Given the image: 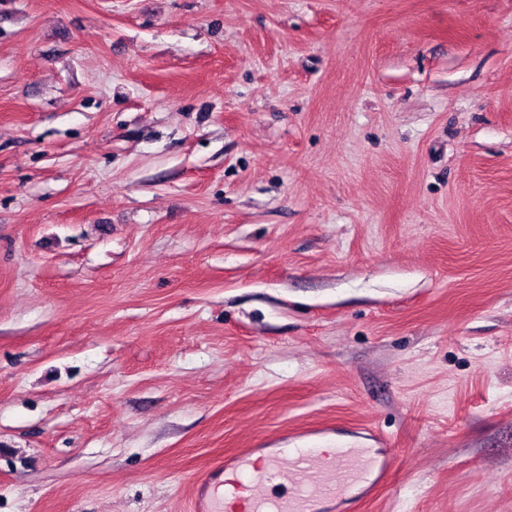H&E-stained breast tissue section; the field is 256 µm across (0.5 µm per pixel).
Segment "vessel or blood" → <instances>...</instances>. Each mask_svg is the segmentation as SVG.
I'll list each match as a JSON object with an SVG mask.
<instances>
[{
    "instance_id": "b4317fda",
    "label": "vessel or blood",
    "mask_w": 512,
    "mask_h": 512,
    "mask_svg": "<svg viewBox=\"0 0 512 512\" xmlns=\"http://www.w3.org/2000/svg\"><path fill=\"white\" fill-rule=\"evenodd\" d=\"M392 460V454L375 448H340L331 454L319 448H273L263 471L251 470L244 454L233 463L235 485L249 512H323L326 505L350 498L371 475H384ZM222 484L219 478L197 483L193 512H224L217 493Z\"/></svg>"
}]
</instances>
